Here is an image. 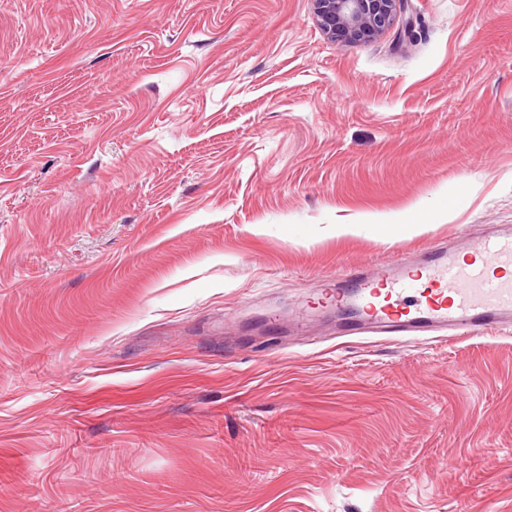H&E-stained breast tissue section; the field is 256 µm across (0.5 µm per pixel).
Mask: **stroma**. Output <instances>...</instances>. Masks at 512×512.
Here are the masks:
<instances>
[{
  "mask_svg": "<svg viewBox=\"0 0 512 512\" xmlns=\"http://www.w3.org/2000/svg\"><path fill=\"white\" fill-rule=\"evenodd\" d=\"M409 11L0 0V512H512V329L317 303L512 227V0ZM321 29L336 41H368L404 13L408 0H311Z\"/></svg>",
  "mask_w": 512,
  "mask_h": 512,
  "instance_id": "1",
  "label": "stroma"
}]
</instances>
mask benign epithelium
Here are the masks:
<instances>
[{"label": "benign epithelium", "mask_w": 512, "mask_h": 512, "mask_svg": "<svg viewBox=\"0 0 512 512\" xmlns=\"http://www.w3.org/2000/svg\"><path fill=\"white\" fill-rule=\"evenodd\" d=\"M321 29L336 41H368L406 12L408 0H312Z\"/></svg>", "instance_id": "7a95c632"}]
</instances>
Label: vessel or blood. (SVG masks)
Listing matches in <instances>:
<instances>
[{"instance_id":"b4317fda","label":"vessel or blood","mask_w":512,"mask_h":512,"mask_svg":"<svg viewBox=\"0 0 512 512\" xmlns=\"http://www.w3.org/2000/svg\"><path fill=\"white\" fill-rule=\"evenodd\" d=\"M337 302L359 314L350 330L417 336L441 330L482 337L512 322V228L462 251L440 249L420 263L402 259L369 276L352 270Z\"/></svg>"}]
</instances>
